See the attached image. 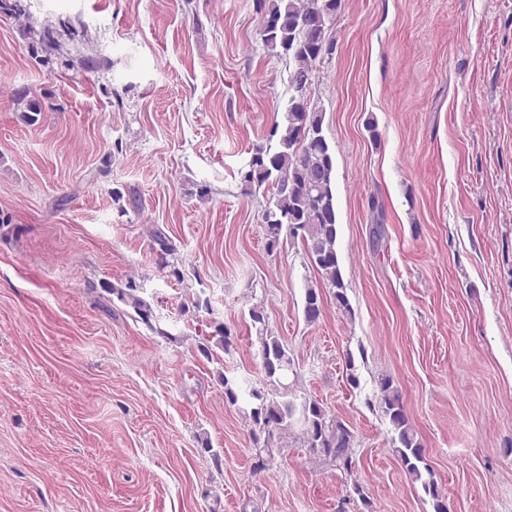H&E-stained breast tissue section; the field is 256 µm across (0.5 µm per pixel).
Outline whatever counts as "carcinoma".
Returning <instances> with one entry per match:
<instances>
[{
    "instance_id": "obj_1",
    "label": "carcinoma",
    "mask_w": 512,
    "mask_h": 512,
    "mask_svg": "<svg viewBox=\"0 0 512 512\" xmlns=\"http://www.w3.org/2000/svg\"><path fill=\"white\" fill-rule=\"evenodd\" d=\"M262 13L261 43L276 55L288 59L290 94L277 143L258 146L252 155L244 182L269 194L263 213L267 248L284 238L304 246L319 279L303 289L302 313L307 324L318 322L324 313V289H329L336 310L352 313L338 250L340 219L336 205L335 150L324 133L325 112L309 95L317 77V63L331 50L332 26L342 0H256ZM26 37L41 45L57 46L51 25L24 27ZM21 119L36 123L42 104L27 91L16 94ZM102 288L150 323L151 306L138 294L132 281L123 287L108 282ZM256 330L257 359L265 387L246 390L243 384L224 374V401L236 405L248 394L252 399L248 417L253 425L251 438L258 461L256 471L268 468L280 453L285 438L297 436L304 448L320 461L351 476L357 436L343 418L330 412L321 401L296 393L297 372L288 347L268 329L264 308L253 305L248 311ZM228 355L233 348L230 333L218 326L200 345L211 356V348ZM377 409L388 425V444L411 484L428 498L431 512H448V501L425 462V448L412 424L401 391L387 374H380L376 390Z\"/></svg>"
}]
</instances>
